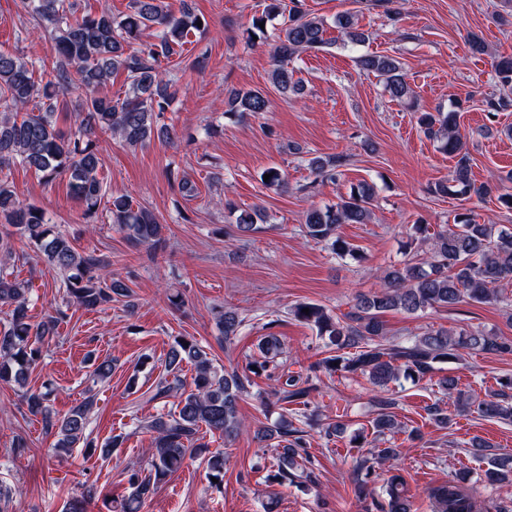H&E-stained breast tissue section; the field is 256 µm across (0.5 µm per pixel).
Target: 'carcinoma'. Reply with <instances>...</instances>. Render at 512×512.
I'll return each mask as SVG.
<instances>
[{
    "label": "carcinoma",
    "instance_id": "carcinoma-1",
    "mask_svg": "<svg viewBox=\"0 0 512 512\" xmlns=\"http://www.w3.org/2000/svg\"><path fill=\"white\" fill-rule=\"evenodd\" d=\"M32 16L50 28L55 61L52 66L36 69L32 62L0 51V172L18 162L32 170L46 183L63 176L69 195L84 207V215L93 217L106 195L99 178L100 161L91 136L96 129H106L129 145H143L152 140L171 141L176 136L165 123V112L176 94L167 65L175 47H181L195 32L206 25L182 0L179 13L169 10L165 0H132L130 13L115 17L102 9L95 13L77 14L72 0H23ZM282 24L275 39L278 67L272 72V83L284 94H300L302 86L288 68V60L301 51H320L330 44L326 19L315 16L303 7L301 0H265L260 16L252 20L248 37L258 35L259 23L282 14ZM333 25L353 45L365 41L355 15L350 11L336 15ZM153 32L154 41H143ZM360 69L384 81V90L391 100L408 104L414 98L402 63L395 57L364 54L357 60ZM495 82L512 91V55L499 56L492 63ZM126 73L128 90L125 96L112 98L99 94L112 75ZM79 80L72 79V73ZM76 93L80 112L76 114L77 130L66 133L57 127L55 114L59 98ZM269 101L259 90H233L227 98V111L258 113L268 110ZM417 124L425 135L438 144V149L455 160L453 176L440 181L432 193L496 196L505 209L512 210V193L499 192L490 183L476 184L472 179L469 153L457 128V110L420 112ZM347 157H314L308 166L316 176L337 180ZM375 187L366 181L352 187L349 194L333 205L313 207L305 215L303 232L316 243H322L343 259L357 257L358 249L343 239L338 228L342 224H366L372 215ZM111 223L122 231L135 247L152 249L165 242V226L149 210L133 206L125 196L109 200ZM236 229L242 235L255 231L252 213L237 212ZM0 226L14 232L0 235V257L11 256L12 234L33 242L40 254L64 277L65 297L80 308L93 310L114 301L131 297L125 280L112 274L111 261L94 252L79 253L71 237L48 222L43 209L21 200L8 180L0 179ZM414 239L425 245L398 266L380 277L379 289L355 298L351 311L339 318L315 303H299L292 309L294 317L313 326L324 344L334 354L323 358L317 366L329 372L342 371L366 378L375 395L373 434L377 438L399 429L392 412L396 401L391 397L393 386L404 377L413 382L432 380L439 365L459 360L466 352L507 356L512 354L508 340L480 330L428 329L419 336L403 340L388 337L383 315L391 310L415 314L428 308H447L463 302L479 304L503 302L502 286L512 281V228H497L478 223L471 214L459 213L454 224L438 232H429L419 220L412 225ZM29 286L6 271L0 263V302L11 307L7 324L0 326V381L22 384L28 371L41 357V344L66 317L57 309L38 323L29 314ZM309 309L304 313L303 309ZM216 324L224 337V346L233 344L243 325L231 308L216 311ZM261 360L256 367L274 374L282 365L283 347L280 339L270 333L259 343ZM193 366L194 375L187 383L181 378L183 364ZM167 376L156 386L154 399L178 394V401L166 416L150 421L155 433L152 460L146 471H131V491L123 500L120 512H142L171 475L180 470L189 458L207 447L202 430L218 432L231 441L239 434L242 421L238 404L251 386L250 377L236 371L214 366L209 353L193 337L183 336L170 349L166 360ZM437 386L448 396L443 409L436 402L428 408L431 419L440 425L452 421L453 413L475 410L481 417L512 420V377L500 382V389L487 398L474 402L458 389L456 379L443 376ZM316 387L299 375L281 373L272 395L282 404L281 413L271 424L255 432V437L275 448V470L272 479L288 485L297 479L314 482V470L307 466L309 456L304 427L316 422L310 410L311 395ZM29 412L41 416L46 434L55 437L57 455H72L75 448H94L85 434L88 415L94 406L89 395L61 414L49 404L48 394L29 391L25 395ZM294 409H288V406ZM475 454L487 460L484 480L490 484L512 481V454L495 453L485 442L473 440ZM396 448H381L377 457L360 462L359 469L368 472L377 465L394 461ZM208 475L215 478L211 488L221 491L224 481V454L215 453L205 459ZM388 500L382 512H412V502L404 491L399 473L387 479ZM434 512H474L475 501L450 480L430 491Z\"/></svg>",
    "mask_w": 512,
    "mask_h": 512
}]
</instances>
